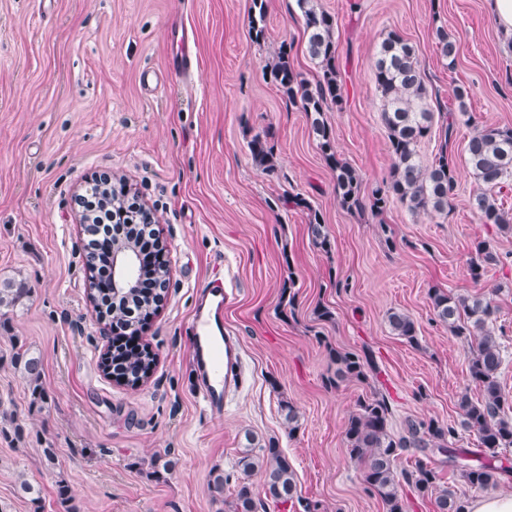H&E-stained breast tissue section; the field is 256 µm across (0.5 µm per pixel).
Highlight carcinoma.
<instances>
[{"label": "carcinoma", "mask_w": 512, "mask_h": 512, "mask_svg": "<svg viewBox=\"0 0 512 512\" xmlns=\"http://www.w3.org/2000/svg\"><path fill=\"white\" fill-rule=\"evenodd\" d=\"M301 12L309 57L316 61L319 73L314 83H308L295 73L287 47H282L270 65L271 75L288 100L298 105L311 120V129L323 159L336 175V193L339 205L347 210L368 208L375 215L383 214L393 202H398L412 213L441 216L453 206L456 189V167L448 145L457 123L468 117L465 98L468 90L455 89L458 112L446 113L444 143L438 157L427 166L419 157V147L431 137L433 113L426 107V86L417 61L416 49L398 32L391 31L381 40L372 65L374 85L385 101L382 113L387 129L392 165L389 177L361 196V181L356 171L336 157L332 129L324 114L338 109L344 100V87L339 79L336 19L317 7L314 0H296ZM440 55L454 63L459 46L447 31L436 30ZM249 150L255 165L265 171L274 168L273 148L268 136L256 134L249 141ZM466 162L475 179L482 185L481 192L472 198L473 208L483 223L493 224L501 232H512V213L499 207L495 192L512 183V127H483L476 131L466 145ZM320 214L311 211V231L315 243L328 247L329 239L323 233ZM155 235L148 224H125L115 243L136 247L145 235ZM498 261L492 242L482 240L475 246L469 272L474 283L484 275L485 265ZM30 288L23 281L0 283V309L14 308L28 297ZM497 289L473 295L455 294L441 288L430 290L435 319L448 326L454 336L466 338L469 350L468 373L470 381L481 392L474 401L468 395L458 400L460 427L477 434L479 450L474 452L477 463H470L469 453L455 448L459 441L458 428L434 418H408L401 432L394 434L390 427L391 407L386 397L374 394L358 401L346 423L345 439L350 459L362 473L364 491L381 500L384 512H408L407 491L425 498L435 496L438 512H466L465 501L448 490H437L440 471L431 465L430 455L444 456L440 463L460 473L471 488L485 489L498 485L512 476V468L496 465L492 459L498 451L512 448V400L501 390L498 373L503 364V348L498 341L494 322L498 312L495 300ZM164 298V290L153 295L142 293L123 295L108 303V318L113 324L139 330L145 318L157 313ZM392 331L409 342L416 340V326L410 316L393 312L388 317ZM336 364V380L362 382L377 371L371 352L360 354L329 349ZM156 356L144 350L116 351L111 354L112 375L125 378L134 385L145 378ZM13 364L26 374L31 395L44 397L41 386V360L26 351L16 352ZM415 449L410 469H398L397 460L402 451ZM238 489L234 499L227 503L228 512H262L266 501L276 504L288 502L298 505L302 512H318V506L297 495L296 477L288 457L270 438L260 442L252 432L245 434V446L236 462ZM263 476V497L253 492L249 480ZM230 475L215 469L210 475L208 490L215 501H224V486Z\"/></svg>", "instance_id": "carcinoma-1"}]
</instances>
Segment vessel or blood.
<instances>
[{"instance_id":"vessel-or-blood-1","label":"vessel or blood","mask_w":512,"mask_h":512,"mask_svg":"<svg viewBox=\"0 0 512 512\" xmlns=\"http://www.w3.org/2000/svg\"><path fill=\"white\" fill-rule=\"evenodd\" d=\"M169 39L178 49L168 61V71L174 75L189 74L195 63L194 54L184 48V35L176 28L170 29ZM213 278L206 285L203 308L193 314L190 333L193 346V360L203 381L202 398L205 406L220 408L230 385L239 383L242 367L239 355L230 337L215 339L212 334V315L224 312L226 294L224 291V262L216 260Z\"/></svg>"}]
</instances>
